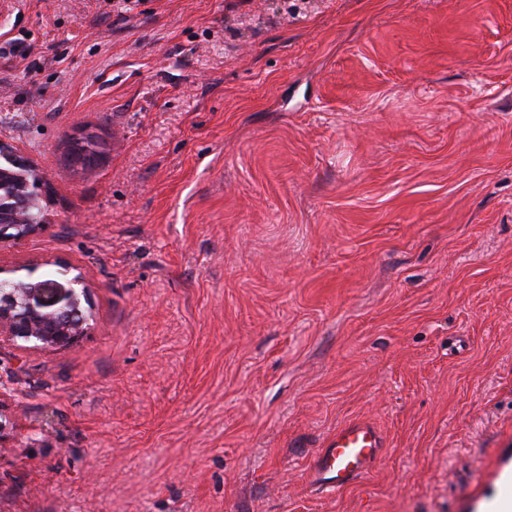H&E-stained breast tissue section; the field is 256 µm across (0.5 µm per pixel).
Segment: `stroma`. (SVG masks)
<instances>
[{"instance_id":"35a3bbf8","label":"stroma","mask_w":512,"mask_h":512,"mask_svg":"<svg viewBox=\"0 0 512 512\" xmlns=\"http://www.w3.org/2000/svg\"><path fill=\"white\" fill-rule=\"evenodd\" d=\"M0 141L50 185L0 267L89 287L0 341V512L512 494V0H0ZM356 419L381 460L313 490Z\"/></svg>"}]
</instances>
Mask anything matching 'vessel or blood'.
Returning <instances> with one entry per match:
<instances>
[{"label":"vessel or blood","mask_w":512,"mask_h":512,"mask_svg":"<svg viewBox=\"0 0 512 512\" xmlns=\"http://www.w3.org/2000/svg\"><path fill=\"white\" fill-rule=\"evenodd\" d=\"M383 446V437L371 422L345 423L316 451L312 483L331 490L348 487L369 472L380 459Z\"/></svg>","instance_id":"obj_1"}]
</instances>
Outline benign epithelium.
<instances>
[{"mask_svg":"<svg viewBox=\"0 0 512 512\" xmlns=\"http://www.w3.org/2000/svg\"><path fill=\"white\" fill-rule=\"evenodd\" d=\"M32 194L22 205L0 209V248L15 246L42 227L30 210L39 207L44 180L32 175ZM87 285L81 275L59 280H0V337L33 342L41 347H66L79 341L86 330L81 298Z\"/></svg>","mask_w":512,"mask_h":512,"instance_id":"obj_1","label":"benign epithelium"}]
</instances>
